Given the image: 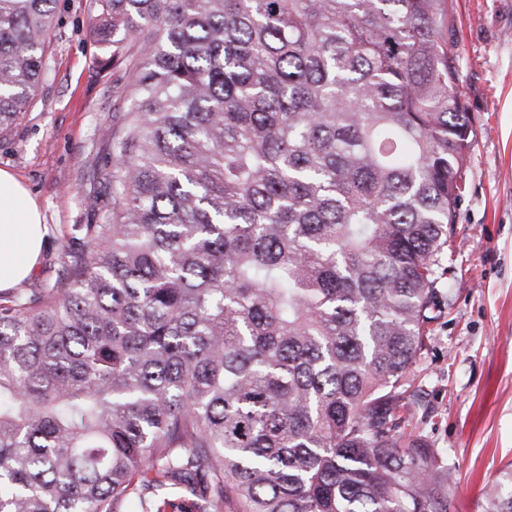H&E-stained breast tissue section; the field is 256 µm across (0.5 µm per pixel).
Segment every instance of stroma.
<instances>
[{"instance_id":"stroma-1","label":"stroma","mask_w":512,"mask_h":512,"mask_svg":"<svg viewBox=\"0 0 512 512\" xmlns=\"http://www.w3.org/2000/svg\"><path fill=\"white\" fill-rule=\"evenodd\" d=\"M458 89L472 124L456 205L458 249L440 291L414 387L418 434L447 460L455 512H482L487 488L512 464V0H454ZM92 0H56L53 54L29 112L0 131V169L14 173L47 227L38 287L61 274L76 224H103L123 81L94 37Z\"/></svg>"}]
</instances>
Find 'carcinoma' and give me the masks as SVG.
I'll return each instance as SVG.
<instances>
[{"instance_id":"carcinoma-1","label":"carcinoma","mask_w":512,"mask_h":512,"mask_svg":"<svg viewBox=\"0 0 512 512\" xmlns=\"http://www.w3.org/2000/svg\"><path fill=\"white\" fill-rule=\"evenodd\" d=\"M55 0H0V128ZM107 224L0 295V512H454L406 433L470 147L451 0H95ZM483 512H512V465Z\"/></svg>"}]
</instances>
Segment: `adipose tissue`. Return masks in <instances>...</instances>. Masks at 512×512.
Instances as JSON below:
<instances>
[{"label": "adipose tissue", "instance_id": "ef3b65f1", "mask_svg": "<svg viewBox=\"0 0 512 512\" xmlns=\"http://www.w3.org/2000/svg\"><path fill=\"white\" fill-rule=\"evenodd\" d=\"M45 245L38 204L13 174L0 169V291L34 272Z\"/></svg>", "mask_w": 512, "mask_h": 512}]
</instances>
